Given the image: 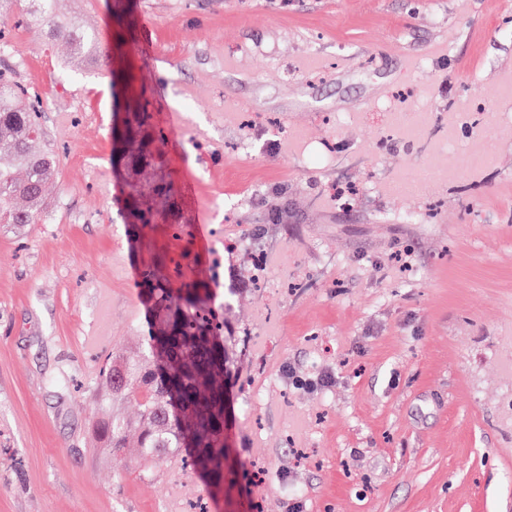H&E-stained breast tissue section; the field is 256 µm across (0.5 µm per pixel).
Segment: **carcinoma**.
<instances>
[{"mask_svg": "<svg viewBox=\"0 0 512 512\" xmlns=\"http://www.w3.org/2000/svg\"><path fill=\"white\" fill-rule=\"evenodd\" d=\"M35 2L29 22L48 39L65 40L70 58L97 63L106 56L100 32L74 19L56 18L54 0ZM124 112L126 127L119 138L126 159L134 166L147 165L151 115L130 96ZM42 136L41 112L28 90L0 78V224L37 221L45 187L56 172L52 152L34 148ZM20 170L22 178L17 177ZM151 194L155 205L145 206L140 190H129L132 228L155 223L157 206L169 202L173 187L159 181ZM141 287L151 301L145 348L137 358L115 353L100 370L102 385L92 389L94 447L115 455L127 447V434L133 432L143 470L160 460L179 463L206 474L214 488L222 489L229 458L225 392L239 380L240 340L215 321L213 289L193 280L175 288L149 268L141 273ZM125 397L139 403L133 419L112 414V404Z\"/></svg>", "mask_w": 512, "mask_h": 512, "instance_id": "obj_1", "label": "carcinoma"}]
</instances>
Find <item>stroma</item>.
Wrapping results in <instances>:
<instances>
[{"label": "stroma", "mask_w": 512, "mask_h": 512, "mask_svg": "<svg viewBox=\"0 0 512 512\" xmlns=\"http://www.w3.org/2000/svg\"><path fill=\"white\" fill-rule=\"evenodd\" d=\"M33 9L0 0V69L57 169L37 223L0 226V512H512V0H56L108 66L68 64ZM116 71L149 102L142 173L112 157ZM461 109L488 168L384 192L450 166L432 145ZM394 112L440 123L407 141ZM158 179L174 204L131 235L128 185ZM149 265L238 291L226 441L254 479L92 445L89 384L140 352Z\"/></svg>", "instance_id": "obj_1"}]
</instances>
